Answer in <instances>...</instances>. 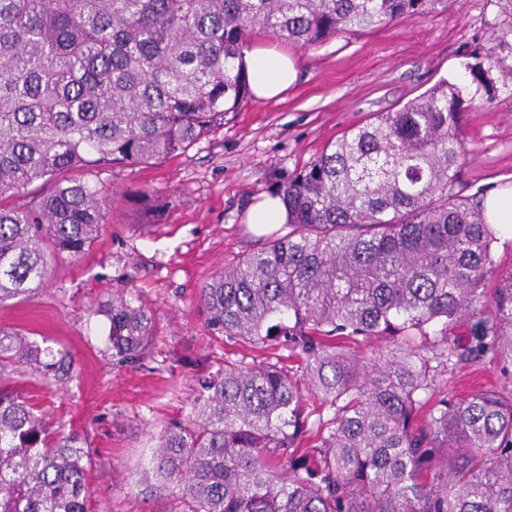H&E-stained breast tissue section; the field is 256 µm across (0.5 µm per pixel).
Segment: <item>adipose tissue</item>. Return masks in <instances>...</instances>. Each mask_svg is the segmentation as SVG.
<instances>
[{
	"label": "adipose tissue",
	"instance_id": "1",
	"mask_svg": "<svg viewBox=\"0 0 512 512\" xmlns=\"http://www.w3.org/2000/svg\"><path fill=\"white\" fill-rule=\"evenodd\" d=\"M248 80L255 97L274 99L292 85L297 77L294 62L288 55L256 48L245 56Z\"/></svg>",
	"mask_w": 512,
	"mask_h": 512
}]
</instances>
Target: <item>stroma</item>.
Segmentation results:
<instances>
[{
  "mask_svg": "<svg viewBox=\"0 0 512 512\" xmlns=\"http://www.w3.org/2000/svg\"><path fill=\"white\" fill-rule=\"evenodd\" d=\"M498 0H450L447 10L412 21L343 33L296 49L259 32L251 45L291 57L296 82L281 99L249 100L224 127L185 152L151 164L80 169L107 199L100 237L85 253L49 254L32 299L0 307V328L65 356L56 380L28 371L25 393L54 429L83 436L88 512H172L173 499L141 494L156 436L187 420L197 380L224 360L249 363L280 352L212 336L200 288L215 271L268 233L248 220L329 143L377 114L392 112L442 79L464 76L485 55L492 30L507 22ZM467 193L512 190V91L478 95L463 116ZM124 288L151 311L155 330L145 357L116 367L108 323L97 307ZM456 396L512 386L495 363L459 367Z\"/></svg>",
  "mask_w": 512,
  "mask_h": 512,
  "instance_id": "stroma-1",
  "label": "stroma"
}]
</instances>
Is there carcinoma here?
Masks as SVG:
<instances>
[{
    "mask_svg": "<svg viewBox=\"0 0 512 512\" xmlns=\"http://www.w3.org/2000/svg\"><path fill=\"white\" fill-rule=\"evenodd\" d=\"M448 2L0 0V201L22 200L0 205V304L39 292L45 245L78 256L99 237L102 191L59 174L161 161L224 127L252 97L253 34L307 49ZM499 2L510 22L464 64L470 81L328 144L279 187L288 222L201 289L212 335L279 339L296 365L226 360L202 377L192 419L157 438L145 495H175L173 512H512V388L448 391L461 364L512 367V270L496 274L484 194L460 184L463 109L512 57ZM97 314L112 363L139 362L151 311L117 289ZM464 318L469 336L450 337ZM51 355L0 328V512H86L81 438L22 389L27 367L67 375Z\"/></svg>",
    "mask_w": 512,
    "mask_h": 512,
    "instance_id": "obj_1",
    "label": "carcinoma"
}]
</instances>
